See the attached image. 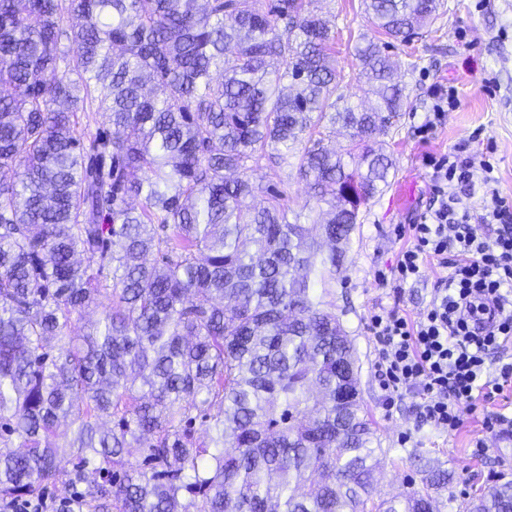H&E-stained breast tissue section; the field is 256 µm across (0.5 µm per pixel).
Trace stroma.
I'll use <instances>...</instances> for the list:
<instances>
[{
    "instance_id": "35a3bbf8",
    "label": "stroma",
    "mask_w": 512,
    "mask_h": 512,
    "mask_svg": "<svg viewBox=\"0 0 512 512\" xmlns=\"http://www.w3.org/2000/svg\"><path fill=\"white\" fill-rule=\"evenodd\" d=\"M437 19L408 43H396L393 57L416 58L412 71H398L408 107L388 137L393 167L388 184L364 209L352 236L344 266L331 301L358 356L361 396L382 448V476L374 495L380 499L422 490L426 461L448 473L444 488L432 489L439 512H464L472 497L490 492L512 480V432L486 428L481 412L462 410V424L452 433L418 426L416 400L404 397L385 412L376 375L377 350L368 330L373 310L399 309L418 315L430 301L436 273L426 269L415 284L380 286L376 275L395 263L402 240L395 236L400 224L418 223L430 203L426 156L446 154L462 144L474 159L494 166L497 186L512 194V0H443ZM319 8L336 30V67L344 74L342 93L352 104L367 105L373 98L359 79L355 45L368 23L361 0H319ZM453 91L458 105L446 112L427 137L418 128L433 111L436 89ZM254 182L284 190L293 210H301L308 189L297 175H284L261 161L251 173ZM410 442H403V435ZM488 452L475 453L476 442Z\"/></svg>"
}]
</instances>
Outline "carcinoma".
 Returning <instances> with one entry per match:
<instances>
[{"mask_svg":"<svg viewBox=\"0 0 512 512\" xmlns=\"http://www.w3.org/2000/svg\"><path fill=\"white\" fill-rule=\"evenodd\" d=\"M314 2L0 0V445L21 447L0 505L63 475L79 512H435L374 499L382 449L362 401H337L355 355L328 301L388 183L401 63L360 35L378 101L350 106ZM363 7L403 42L440 3ZM94 102L110 130L85 144ZM290 158L311 224L248 175ZM465 509L512 512V481Z\"/></svg>","mask_w":512,"mask_h":512,"instance_id":"carcinoma-1","label":"carcinoma"}]
</instances>
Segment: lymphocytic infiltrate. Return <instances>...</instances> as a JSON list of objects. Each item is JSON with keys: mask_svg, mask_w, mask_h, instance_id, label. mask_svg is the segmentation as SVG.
<instances>
[{"mask_svg": "<svg viewBox=\"0 0 512 512\" xmlns=\"http://www.w3.org/2000/svg\"><path fill=\"white\" fill-rule=\"evenodd\" d=\"M432 181L438 205L409 225L394 276L415 283L431 267L439 287L418 316L375 313L368 328L385 408L415 396L420 424L454 432L462 406L476 407L512 384V361L500 354L512 342V195L497 189L486 161L440 158ZM478 185L480 211L460 208L459 189ZM481 224L493 233L479 234Z\"/></svg>", "mask_w": 512, "mask_h": 512, "instance_id": "f902f5d3", "label": "lymphocytic infiltrate"}]
</instances>
